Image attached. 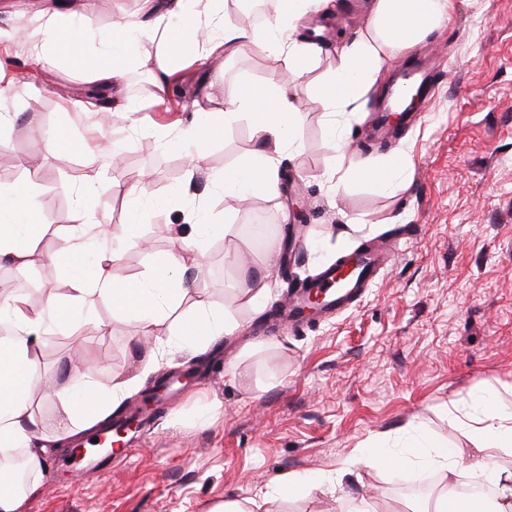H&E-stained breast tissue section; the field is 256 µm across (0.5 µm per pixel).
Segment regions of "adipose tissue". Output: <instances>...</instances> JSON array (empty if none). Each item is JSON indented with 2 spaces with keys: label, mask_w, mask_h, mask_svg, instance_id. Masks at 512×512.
Here are the masks:
<instances>
[{
  "label": "adipose tissue",
  "mask_w": 512,
  "mask_h": 512,
  "mask_svg": "<svg viewBox=\"0 0 512 512\" xmlns=\"http://www.w3.org/2000/svg\"><path fill=\"white\" fill-rule=\"evenodd\" d=\"M217 2L143 0L139 17L92 34L80 28L69 5L57 2L40 14L31 51L36 62L65 58L87 69L91 80L112 87L121 86L137 66L141 42L158 35L164 41L163 60L155 73L159 83L164 82L175 62L188 54L212 55L220 51L232 59L254 48L271 57L287 56V76L262 90H242L223 113L227 121L246 116L256 140L249 158L225 168L219 180L225 195L245 200L261 193L273 198L279 193L282 154L301 151L293 136L301 120L295 105L296 82L321 53L312 44L297 47L292 33L304 15L318 9L321 0H286L260 32L225 24ZM450 10L451 0H373L369 27L337 52L335 66L321 86L318 101L325 111L328 131L335 134L346 123V107L363 96L388 61L445 26ZM196 112V120L183 134L188 172L192 175L202 168L213 137L221 133L208 103H197ZM333 145L339 162L346 165L344 176L330 185L337 194L345 191L349 183L363 180L371 181L379 192L390 193L413 171L412 157L404 150L375 169L349 157L345 138L335 134ZM93 193L89 186L80 191L71 229L63 237L60 249L47 253L38 249L32 233L41 222L32 185L0 190V262H10L20 269L54 263L63 270L68 285L65 293L49 295L37 306L21 297L0 303V315H7L17 330L11 342L0 343V451L24 449L25 465L33 476L21 494L0 493V512H22L25 498L40 490L48 450L104 420L132 388L127 381L114 382L107 388L97 386L92 380L91 364L78 350L61 370L60 382L47 387L37 360L30 354L32 347L52 327L73 325L85 318L87 298L112 307L115 317L137 318L148 331L189 293L177 254L159 261L145 279L120 282L113 278L111 267L120 260L121 251L116 248L106 254L98 247L106 232L103 225L89 221L87 203ZM233 235V225L211 224L198 216L178 228L175 242L179 250L201 252L210 241ZM192 320L202 324L205 333H182L181 344L188 349L206 347L221 336L231 335L236 328L234 317L201 293L196 296ZM43 394L50 395L67 418L53 436L44 433L42 421L32 408L33 398ZM88 395L93 397V404L85 403ZM462 424L478 445L512 448L511 412L499 411L489 404L481 414H464ZM469 468L496 487V498L490 506L447 489L434 498L414 503L411 512H512V469L484 458L474 460Z\"/></svg>",
  "instance_id": "ef3b65f1"
}]
</instances>
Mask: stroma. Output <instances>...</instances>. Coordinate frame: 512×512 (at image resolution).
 Segmentation results:
<instances>
[{
    "label": "stroma",
    "mask_w": 512,
    "mask_h": 512,
    "mask_svg": "<svg viewBox=\"0 0 512 512\" xmlns=\"http://www.w3.org/2000/svg\"><path fill=\"white\" fill-rule=\"evenodd\" d=\"M74 7L86 28L101 30L138 15L141 0H74ZM330 8L327 16L306 14L294 33L297 42L323 49L295 100L302 152L282 160L279 197L244 203L224 196L215 179L254 148L246 118L212 142L201 173L188 175L177 143L195 100L209 97L223 111L241 87H262L286 73L285 59L256 50L212 56L184 73L182 88L170 81L159 88L160 46L143 41L124 84L131 111L103 132L77 121L90 84L82 68L35 63L19 36L0 41V67L13 80L9 119L0 123V188L36 180V205L48 224L70 215L77 191L94 186L89 208L108 230L132 223L152 243L126 246L112 269L120 281L147 277L175 248L168 226L188 213L205 211L238 232L234 241L209 242L205 257L183 256L186 279L229 308L238 324L205 352L177 346V327L192 310L188 300L154 326L146 346L136 320L113 318L99 304L75 326L43 338L38 358L47 373H56L78 342L99 385L132 381L121 413L170 373L194 368L213 377L202 388L188 379L175 406L136 434L131 457L88 451L83 438L51 449L45 465L54 475L43 478L23 512H211L227 499L258 501V512H347L362 499L371 512H406L409 500L398 489L418 467L359 464L342 472L338 464L361 450L401 447L416 427L462 462L480 456L512 468V454L477 449L454 420L456 412L473 411L481 394L512 408V0H455L445 27L389 62L381 81L352 105L350 153L373 164L401 148L412 156L410 179L391 195L366 181L341 195L328 189L336 153L315 91L337 46L365 30L369 0H332ZM412 62L431 64L432 90L413 121L381 135L376 99L385 80ZM61 132L78 146L65 160L43 150ZM102 141L121 144L126 163L101 166L91 147ZM142 182L150 196L138 224L114 188ZM176 188L181 198H173ZM346 224L357 230L342 243L338 228ZM363 245L395 249L396 257L359 302L260 334L290 277L315 276ZM4 277L40 297L63 275L49 262L23 271L2 263ZM245 283L268 286L261 308L240 294ZM93 462L96 477L85 473ZM290 475L333 481L320 492L276 497L275 486Z\"/></svg>",
    "instance_id": "stroma-1"
}]
</instances>
